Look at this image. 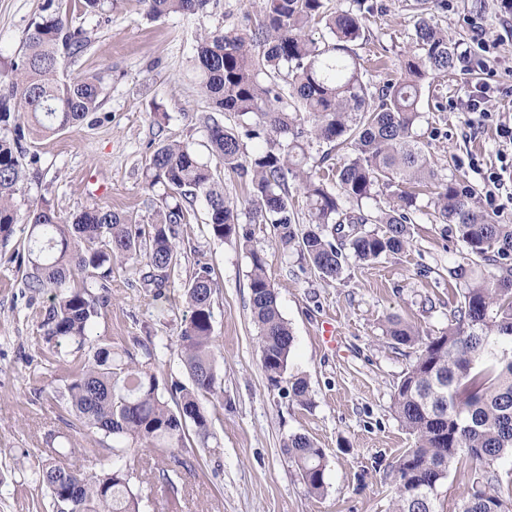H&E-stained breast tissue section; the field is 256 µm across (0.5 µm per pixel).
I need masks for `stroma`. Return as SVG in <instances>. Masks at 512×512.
Segmentation results:
<instances>
[{
  "label": "stroma",
  "instance_id": "stroma-1",
  "mask_svg": "<svg viewBox=\"0 0 512 512\" xmlns=\"http://www.w3.org/2000/svg\"><path fill=\"white\" fill-rule=\"evenodd\" d=\"M375 7L357 51L386 66L398 64L412 43L415 0H371ZM46 0H0V55L13 57L29 25L44 14ZM436 13L460 54L447 77L424 85L422 117L414 129L441 179H463L480 189L496 172L512 187V150L498 125L512 115V13L501 0H446ZM259 0H219L211 16L172 15L140 19L126 4L92 19L93 44L73 69L84 75L111 67L112 83L101 111L64 131L34 135L27 150L39 157L38 173L15 197L19 210L45 199L61 217L85 208L109 207L149 223L152 209L142 172L154 148L166 140H192L202 161L215 164L199 116L206 108L196 90L194 32L199 27L245 29ZM385 66V68H386ZM385 68L370 66V92L382 86ZM489 86L488 118L471 124L468 104ZM428 195H418L411 215L413 241L401 254L373 263L349 262L343 276L323 281L295 251L274 242L269 224L242 225L248 246L214 240L207 204L197 196L180 234L181 264L165 299L142 285L143 262H115L112 304L95 332L104 342L142 355L149 341L161 386L188 384L178 334L190 309L184 284L208 265L218 284L213 297V335L224 402L207 406L214 438L185 453L194 466L179 485L181 512H391L392 466L414 438L393 411V395L415 360L414 347H394L382 333L387 316L415 323L428 334L448 325L460 286L448 275L462 256L455 229L433 221ZM266 258V272L283 318L294 335L286 380L272 383L261 367L257 329L249 304L250 253ZM26 241L22 232L0 240V512H53L48 489L38 481L42 433L67 431L55 395L60 374L46 367L35 336L47 306L25 286ZM336 327L335 342L323 335ZM307 379L311 407L288 398L287 379ZM303 433L325 453V488L308 494L282 446ZM140 512H163L168 496L145 460L128 458Z\"/></svg>",
  "mask_w": 512,
  "mask_h": 512
}]
</instances>
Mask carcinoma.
Masks as SVG:
<instances>
[{
    "instance_id": "1",
    "label": "carcinoma",
    "mask_w": 512,
    "mask_h": 512,
    "mask_svg": "<svg viewBox=\"0 0 512 512\" xmlns=\"http://www.w3.org/2000/svg\"><path fill=\"white\" fill-rule=\"evenodd\" d=\"M81 13L95 17L119 0H80ZM138 14L157 21L171 14L204 17L215 0H134ZM445 0H416L413 52L392 78L369 97L363 58L355 46L374 6L357 0L356 11L330 12L326 0H261L248 30L200 28L195 33L197 92L205 99L207 146L222 169L201 161L192 142L158 144L146 160L145 190L163 187L150 229L133 216L106 207L61 218L49 204L33 203L20 213L15 195L38 163L27 154L32 135L54 134L85 121L103 105L112 68L73 77L71 68L92 44L91 32L73 25L63 0H47V14L28 27L18 54L0 61V238L15 227L26 233V288L46 295L50 305L38 325L47 345L75 346L73 358L45 361L63 373L59 409L73 418L75 432L98 434L78 447L68 434L49 430L39 448V480L50 491L55 512H140L132 475L123 465L98 469L106 439L119 459L142 448L165 460L162 478L172 493L167 512H179L176 480L190 462L183 457L187 427L206 448L214 437L203 401H223L216 370L211 269L195 270L184 288L191 314L178 335L187 387L173 383L170 406L160 391L150 347L144 360L93 337L111 305L112 262L145 256L143 285L164 295L180 266V228L190 223L192 199L204 195L211 236L220 242L250 241L237 206L224 197L221 171L250 177L245 203L252 221L271 224L282 249L295 250L325 281L340 278L351 259L373 261L403 252L411 243L410 192L398 205L370 218L344 209L341 198L359 203L404 184H438L432 198L436 222L452 224L462 243V262L449 276L463 284L448 327L422 336L413 324L390 319L385 335L395 346L419 345L394 393L397 418L416 438L394 465V512H438V487L450 464L474 465L470 486L456 512H509L512 508V224H498L478 208L472 188L458 180L438 182L423 144L414 135L426 80L446 76L458 61L457 47L432 17ZM324 25L329 38L310 31ZM233 112L242 129H228L218 116ZM264 139L266 149L248 158L243 139ZM315 141L349 147L353 156L335 173L304 169ZM28 163H23V160ZM306 199L307 225L295 218L294 184ZM250 307L258 329L262 368L272 382L287 370L294 336L283 319L264 257L250 251ZM100 292L95 293L93 289ZM288 397L311 404L309 384L288 380ZM284 452L311 494L325 485V453L307 435L289 436ZM74 455L84 465L69 466Z\"/></svg>"
}]
</instances>
